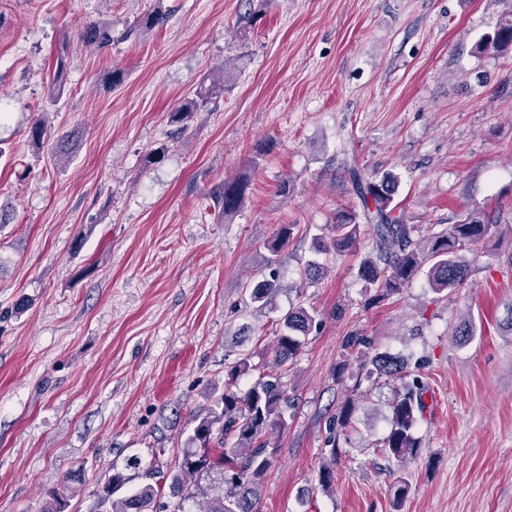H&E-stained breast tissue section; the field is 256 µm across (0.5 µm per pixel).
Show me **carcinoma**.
<instances>
[{
    "label": "carcinoma",
    "mask_w": 512,
    "mask_h": 512,
    "mask_svg": "<svg viewBox=\"0 0 512 512\" xmlns=\"http://www.w3.org/2000/svg\"><path fill=\"white\" fill-rule=\"evenodd\" d=\"M168 22L160 10H152L138 17L123 32V38H141ZM81 42L90 50L112 45V25L103 20L86 23L80 33ZM478 53L497 56L512 51V9L486 33L477 45ZM66 61L58 58L48 94L53 106L62 97L66 85ZM224 91V66H219L208 83L200 86L195 97L169 113V122L185 128L191 115L209 100ZM352 180L363 205L362 219L372 230L373 251L360 265V276L366 287L377 289V296L385 298L411 282L419 273H425L429 288L435 293L452 292L460 287L469 274V260L465 251L480 242L492 225L478 214H471L461 224H453L448 232L434 235L425 241L413 238L414 228L396 214L394 204L395 182L386 173L366 174L351 169ZM247 183L241 180L224 182L218 203L228 217L241 209L246 199ZM291 227L283 224L276 237L266 245L268 255L263 257L268 277L253 280L246 285L250 303L258 310L267 307L275 288L278 257L287 246ZM361 224L350 213L341 216L331 226V234L312 239L311 250L316 255H338L357 252ZM384 264L390 275L379 281L378 264ZM316 309L299 303L290 308L279 322V334L273 348L272 366L279 369L293 361L301 352L306 336L316 323ZM475 321L468 317L459 322L452 336L466 343L477 335ZM369 378L402 380L390 403L389 430L384 438L386 453L403 464L415 458L420 443L415 435L419 420L426 409V386L419 375L408 372L409 360L386 352L376 353L368 362ZM253 370L251 358L244 356L227 371L224 393L205 412L193 418L178 463L164 476L160 484L151 483L154 473L145 474L146 482L132 494L122 493L127 478L120 471L108 476L101 486L103 500L112 501V512H148L163 490L177 500L182 508L187 500H204L203 512H257L260 490L269 470L273 451L266 433L286 427L285 413L291 405L288 391L280 375L265 374L246 392L237 390L240 378ZM412 380H407V377ZM231 438L228 444L225 439ZM73 496L66 485L50 493L44 512H66Z\"/></svg>",
    "instance_id": "obj_1"
}]
</instances>
